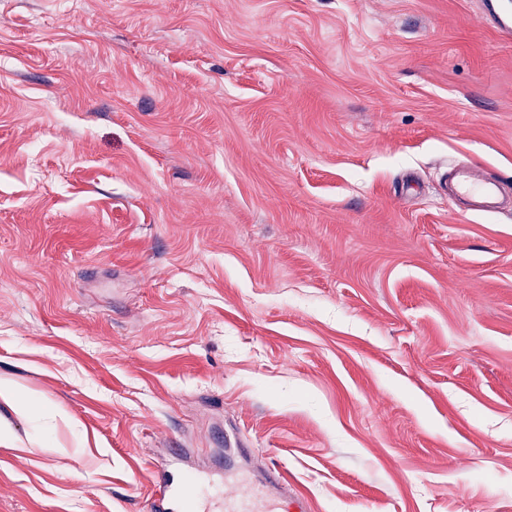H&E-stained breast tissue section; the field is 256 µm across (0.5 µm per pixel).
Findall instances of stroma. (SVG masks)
<instances>
[{"mask_svg": "<svg viewBox=\"0 0 512 512\" xmlns=\"http://www.w3.org/2000/svg\"><path fill=\"white\" fill-rule=\"evenodd\" d=\"M512 41L476 0H0V512L230 448L307 512H512ZM501 187L500 181L481 168H474L468 174L454 176L444 181L443 190L448 200L457 204L460 200L473 203L467 211L478 213L483 211L484 204L488 202ZM0 399L22 414H29L36 410L35 401L16 387L2 382L0 384Z\"/></svg>", "mask_w": 512, "mask_h": 512, "instance_id": "35a3bbf8", "label": "stroma"}]
</instances>
